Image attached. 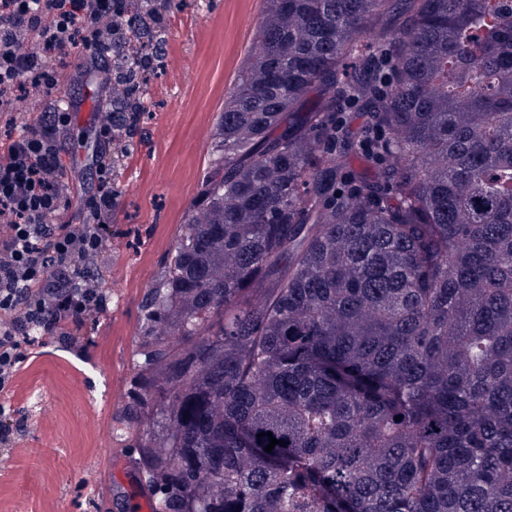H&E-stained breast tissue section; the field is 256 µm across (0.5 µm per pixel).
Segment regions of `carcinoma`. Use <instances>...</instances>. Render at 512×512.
Masks as SVG:
<instances>
[{
	"label": "carcinoma",
	"instance_id": "cac0c4a2",
	"mask_svg": "<svg viewBox=\"0 0 512 512\" xmlns=\"http://www.w3.org/2000/svg\"><path fill=\"white\" fill-rule=\"evenodd\" d=\"M121 2L114 206L183 0ZM142 336L154 512H512V0H266Z\"/></svg>",
	"mask_w": 512,
	"mask_h": 512
}]
</instances>
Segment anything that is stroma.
Listing matches in <instances>:
<instances>
[{
    "label": "stroma",
    "mask_w": 512,
    "mask_h": 512,
    "mask_svg": "<svg viewBox=\"0 0 512 512\" xmlns=\"http://www.w3.org/2000/svg\"><path fill=\"white\" fill-rule=\"evenodd\" d=\"M265 0H211L207 12L175 11L151 83L152 117L134 139L102 267L104 314L81 335L50 339L22 363L12 401L26 424L0 451V512H118L123 467L136 479L125 429L141 340L142 308L197 196L224 110V94L253 45ZM77 56L56 61L59 93L99 111L103 96L76 82Z\"/></svg>",
    "instance_id": "35a3bbf8"
}]
</instances>
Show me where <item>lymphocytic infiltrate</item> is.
<instances>
[{
    "instance_id": "1",
    "label": "lymphocytic infiltrate",
    "mask_w": 512,
    "mask_h": 512,
    "mask_svg": "<svg viewBox=\"0 0 512 512\" xmlns=\"http://www.w3.org/2000/svg\"><path fill=\"white\" fill-rule=\"evenodd\" d=\"M116 0H0V112L14 110L20 93L49 95L60 75L52 61L80 52L79 76L112 91V13ZM69 107L40 113L0 139V445L21 430L8 401L20 364L46 337H67L103 309L88 258L103 256L112 233V110L95 115L96 177L82 223L65 221L80 187L66 168L59 137Z\"/></svg>"
}]
</instances>
